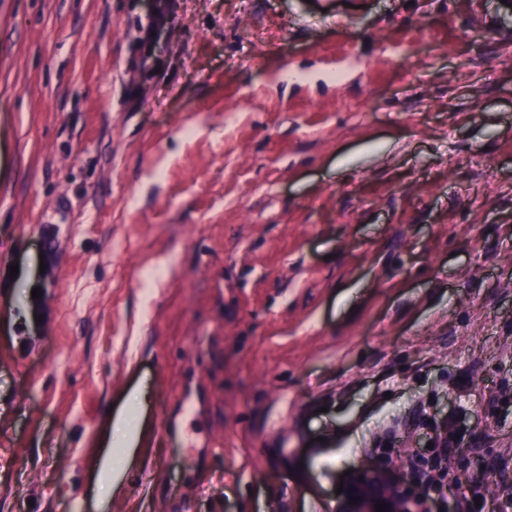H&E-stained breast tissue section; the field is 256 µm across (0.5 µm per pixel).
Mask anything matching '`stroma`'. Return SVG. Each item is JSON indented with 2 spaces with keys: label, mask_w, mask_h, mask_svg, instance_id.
<instances>
[{
  "label": "stroma",
  "mask_w": 512,
  "mask_h": 512,
  "mask_svg": "<svg viewBox=\"0 0 512 512\" xmlns=\"http://www.w3.org/2000/svg\"><path fill=\"white\" fill-rule=\"evenodd\" d=\"M143 383L100 512H332L445 422L434 512H504L511 6L0 0V512H90ZM137 420V418H136ZM136 420L133 423L129 422L128 413L125 414H118L115 417H111L110 419V425L113 428L114 427V439L115 441L120 440L121 443L124 445L127 444L128 447H124V456H123V462L126 460V463L129 465H134L140 473L144 472L147 466V461L145 458L137 457L132 453H128L127 448L132 445V441L128 440L129 433L131 429L134 427ZM98 474L95 478V508L106 499L112 500V497L121 491V485L112 475V450H109L102 458L98 460Z\"/></svg>",
  "instance_id": "35a3bbf8"
}]
</instances>
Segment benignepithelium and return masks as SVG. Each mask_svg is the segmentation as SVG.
<instances>
[{
	"instance_id": "benign-epithelium-1",
	"label": "benign epithelium",
	"mask_w": 512,
	"mask_h": 512,
	"mask_svg": "<svg viewBox=\"0 0 512 512\" xmlns=\"http://www.w3.org/2000/svg\"><path fill=\"white\" fill-rule=\"evenodd\" d=\"M440 476L435 465H413L401 473L389 463L367 459L347 477L333 512H376L377 503L386 504L385 512H431L427 487Z\"/></svg>"
}]
</instances>
